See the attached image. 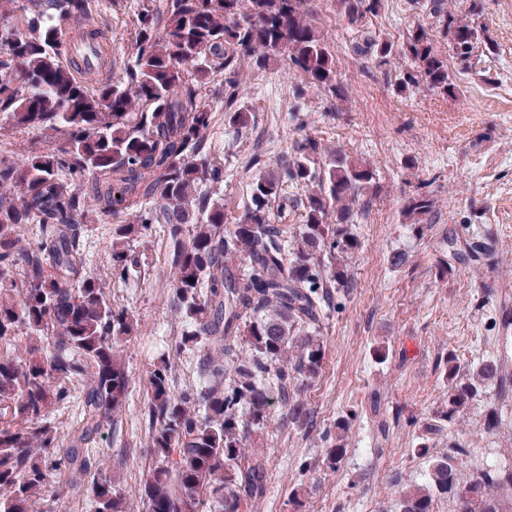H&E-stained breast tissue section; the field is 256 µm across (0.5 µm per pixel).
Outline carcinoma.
<instances>
[{"mask_svg":"<svg viewBox=\"0 0 512 512\" xmlns=\"http://www.w3.org/2000/svg\"><path fill=\"white\" fill-rule=\"evenodd\" d=\"M91 0H0V114L20 129L50 130L58 146L15 162L0 152V512H32L45 493L90 489L93 512H128L105 476L103 454L89 448L119 415L129 392L121 344L138 332L134 314L115 304L89 268L85 213L93 205L113 219L112 280H138L142 255L134 241L155 225L166 229L169 302L188 322L171 354L152 364L141 409L156 465L139 485L145 512H240L268 489V460L246 447L279 404L290 420L311 421L298 387L313 379L324 357L321 328L334 291L352 287L340 258L359 247L350 226L376 186V170L341 152L328 153L292 114L301 138L290 155L252 183L244 213L224 223L214 198L224 166L213 162L209 133L216 110L204 93L218 79L224 109L242 83L240 63L286 61L337 101L345 98L324 35L313 23V0H142L135 37L118 78L112 71L110 27ZM382 0H340L348 24L363 26ZM466 68L479 63L485 34L476 18L447 10V0H423ZM98 45L95 65L71 54L65 29L77 22ZM355 51L379 68L400 58L407 67L396 88L427 87L454 95L448 60L430 34L415 27L399 46L362 33ZM305 190L289 194L285 187ZM433 208L423 194L405 209ZM302 224L288 236V218ZM38 226L34 239L26 238ZM488 239L466 240L460 255L481 262ZM24 350L16 351L19 336ZM197 360L198 383L174 392L173 359ZM448 412L476 399L490 382L505 383L499 361L481 363L467 381L447 358ZM79 385V424L60 432L48 419ZM471 451L457 443L428 460L422 488L400 498L398 512H432L433 497L451 494L458 512H504L498 490L512 472L483 470L459 486L458 469ZM66 473L69 481L56 484Z\"/></svg>","mask_w":512,"mask_h":512,"instance_id":"obj_1","label":"carcinoma"}]
</instances>
